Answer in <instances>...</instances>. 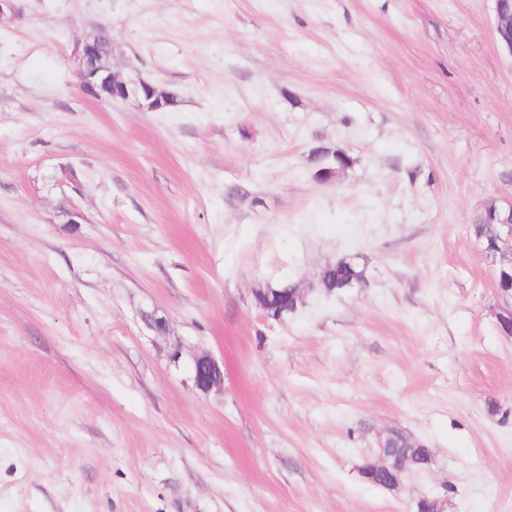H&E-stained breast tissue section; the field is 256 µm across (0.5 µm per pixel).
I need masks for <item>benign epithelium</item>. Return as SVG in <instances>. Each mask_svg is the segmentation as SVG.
Returning <instances> with one entry per match:
<instances>
[{
  "label": "benign epithelium",
  "mask_w": 512,
  "mask_h": 512,
  "mask_svg": "<svg viewBox=\"0 0 512 512\" xmlns=\"http://www.w3.org/2000/svg\"><path fill=\"white\" fill-rule=\"evenodd\" d=\"M495 32L500 47L512 55V0H494ZM112 43L99 37L85 40L79 49L80 79L83 87L112 101L133 100L138 105L157 111L171 105L174 97L157 88L143 77L122 74L112 69ZM493 224V241L507 260L500 263L496 281L512 283V201L502 204ZM256 301L267 316L277 320L276 308L288 305V298L277 288H260ZM193 383L197 390L207 393L224 386V365L209 355L198 356L193 363ZM388 440L379 442V453L374 469L380 485L384 488L397 487L404 472L414 468L415 458L406 450L400 455H392L387 450Z\"/></svg>",
  "instance_id": "benign-epithelium-1"
}]
</instances>
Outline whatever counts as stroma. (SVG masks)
Masks as SVG:
<instances>
[{
  "instance_id": "35a3bbf8",
  "label": "stroma",
  "mask_w": 512,
  "mask_h": 512,
  "mask_svg": "<svg viewBox=\"0 0 512 512\" xmlns=\"http://www.w3.org/2000/svg\"><path fill=\"white\" fill-rule=\"evenodd\" d=\"M102 31L174 106L83 87ZM319 144L350 168L316 177ZM492 199L493 0H11L0 512H512V339L471 231ZM341 258L365 282L326 294ZM283 282L303 302L266 318ZM200 355L223 388H195ZM394 430L432 462L387 490L359 466ZM256 301L260 308L265 311L268 317L280 320L282 311L274 315L276 308L288 306V297L282 296V291L277 288H260L256 292Z\"/></svg>"
}]
</instances>
